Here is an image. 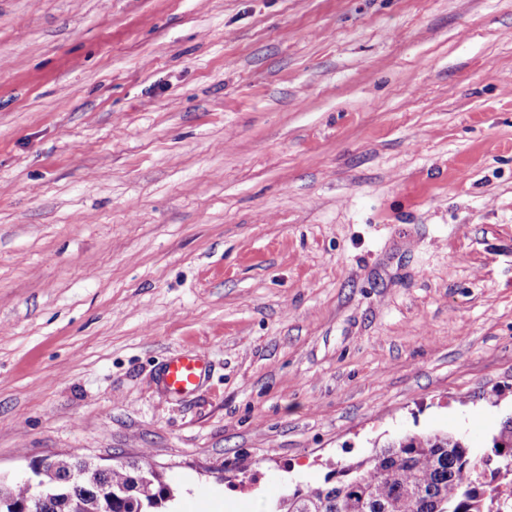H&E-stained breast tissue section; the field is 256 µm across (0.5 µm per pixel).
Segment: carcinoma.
Segmentation results:
<instances>
[{"mask_svg":"<svg viewBox=\"0 0 512 512\" xmlns=\"http://www.w3.org/2000/svg\"><path fill=\"white\" fill-rule=\"evenodd\" d=\"M512 458V417L505 418L492 445L472 448L448 433L406 435L366 458L340 464L323 480L288 489L273 512H512V469L486 456ZM144 464L120 462L100 467L77 450L64 454L46 473L41 512H102L98 486L112 487L111 512H163L172 489ZM29 486L14 484L0 498V512H19Z\"/></svg>","mask_w":512,"mask_h":512,"instance_id":"1","label":"carcinoma"}]
</instances>
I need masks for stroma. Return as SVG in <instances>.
<instances>
[{"instance_id": "obj_1", "label": "stroma", "mask_w": 512, "mask_h": 512, "mask_svg": "<svg viewBox=\"0 0 512 512\" xmlns=\"http://www.w3.org/2000/svg\"><path fill=\"white\" fill-rule=\"evenodd\" d=\"M509 416L512 0H0V481L252 512ZM204 373V364L198 355H174L165 365L162 384L170 394H188L196 390ZM150 453L143 456V465L137 462L112 463V468L94 464L78 450L64 454L57 467L46 473L43 483V507L41 512H72L70 502L76 501L82 512H167L163 511L167 502L174 499L172 489L162 483L157 473L151 481L141 475L151 472L147 460ZM112 486L101 489L98 486ZM113 492V496H112ZM112 503L111 508L109 505ZM38 461V467H34L33 465L31 466L33 475L27 479V483L31 486L33 491L32 495L27 501L29 504L26 503L24 508V511L28 512H35L39 508L42 487L40 476L43 474V469L45 466H49L54 463V456L53 454L46 455Z\"/></svg>"}]
</instances>
